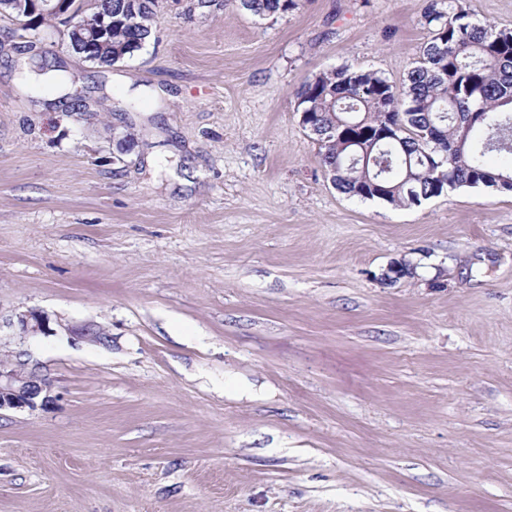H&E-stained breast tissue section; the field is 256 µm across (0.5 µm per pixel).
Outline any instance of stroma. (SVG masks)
I'll return each mask as SVG.
<instances>
[{
  "instance_id": "1",
  "label": "stroma",
  "mask_w": 512,
  "mask_h": 512,
  "mask_svg": "<svg viewBox=\"0 0 512 512\" xmlns=\"http://www.w3.org/2000/svg\"><path fill=\"white\" fill-rule=\"evenodd\" d=\"M425 4L159 0L110 66L41 28L84 112L0 20V352L58 396L0 416V512H512V192L341 194L294 95L401 83ZM240 2L245 10L258 17L284 15L297 7V0H241ZM21 338L37 336H55L57 331L51 328V319L38 309H26L16 314Z\"/></svg>"
}]
</instances>
